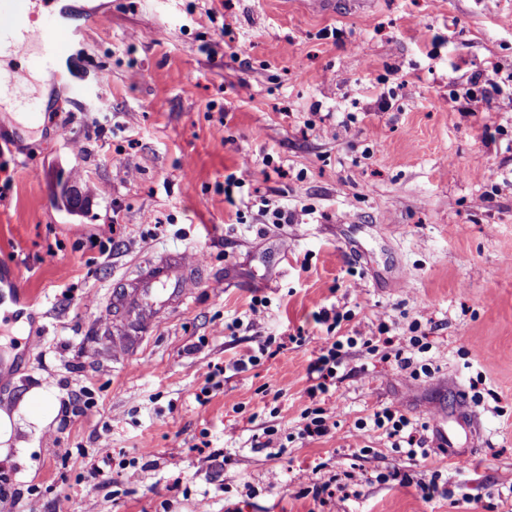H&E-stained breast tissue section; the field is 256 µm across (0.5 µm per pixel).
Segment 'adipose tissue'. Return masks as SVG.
Wrapping results in <instances>:
<instances>
[{
	"label": "adipose tissue",
	"instance_id": "obj_1",
	"mask_svg": "<svg viewBox=\"0 0 512 512\" xmlns=\"http://www.w3.org/2000/svg\"><path fill=\"white\" fill-rule=\"evenodd\" d=\"M59 405L48 389L36 388L27 392L17 410L0 409V448L22 447L18 434L28 426H44L58 414Z\"/></svg>",
	"mask_w": 512,
	"mask_h": 512
}]
</instances>
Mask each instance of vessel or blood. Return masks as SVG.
Returning a JSON list of instances; mask_svg holds the SVG:
<instances>
[{
	"instance_id": "vessel-or-blood-1",
	"label": "vessel or blood",
	"mask_w": 512,
	"mask_h": 512,
	"mask_svg": "<svg viewBox=\"0 0 512 512\" xmlns=\"http://www.w3.org/2000/svg\"><path fill=\"white\" fill-rule=\"evenodd\" d=\"M53 11L40 25H32L34 0H0V100L8 99L12 111L28 114L29 103L39 88L53 85L61 76L63 54L58 40L66 35L79 46L86 31L67 0H52ZM31 53L35 70L26 73L15 62ZM190 272L182 259L149 263L130 291L116 295L114 303L149 320L155 313L188 296Z\"/></svg>"
}]
</instances>
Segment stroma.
<instances>
[{
	"label": "stroma",
	"mask_w": 512,
	"mask_h": 512,
	"mask_svg": "<svg viewBox=\"0 0 512 512\" xmlns=\"http://www.w3.org/2000/svg\"><path fill=\"white\" fill-rule=\"evenodd\" d=\"M106 3L31 130L0 114V263L28 300L0 304V408L44 385L67 410L0 459V512H512V0ZM169 252L197 272L186 304L111 346L110 296ZM330 332L357 342L312 440ZM385 406L427 423L426 457L359 429ZM143 446L134 479L88 483L94 449ZM334 409L318 406L311 411L307 408L304 412V419L306 420L303 427V434L308 437H325L332 433L336 427V420H334Z\"/></svg>",
	"instance_id": "stroma-1"
}]
</instances>
